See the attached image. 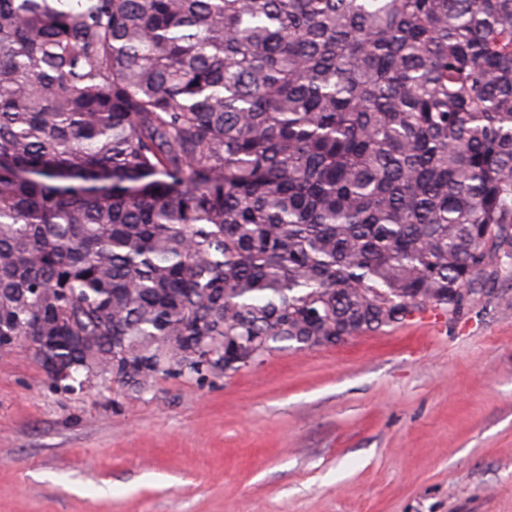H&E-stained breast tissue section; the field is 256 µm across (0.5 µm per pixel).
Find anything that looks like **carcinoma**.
I'll list each match as a JSON object with an SVG mask.
<instances>
[{"label":"carcinoma","instance_id":"carcinoma-1","mask_svg":"<svg viewBox=\"0 0 512 512\" xmlns=\"http://www.w3.org/2000/svg\"><path fill=\"white\" fill-rule=\"evenodd\" d=\"M505 258L512 0H0V351L62 389L452 321Z\"/></svg>","mask_w":512,"mask_h":512}]
</instances>
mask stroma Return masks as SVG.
I'll return each instance as SVG.
<instances>
[{
  "label": "stroma",
  "mask_w": 512,
  "mask_h": 512,
  "mask_svg": "<svg viewBox=\"0 0 512 512\" xmlns=\"http://www.w3.org/2000/svg\"><path fill=\"white\" fill-rule=\"evenodd\" d=\"M507 296L139 388L0 352V512H512Z\"/></svg>",
  "instance_id": "1"
}]
</instances>
